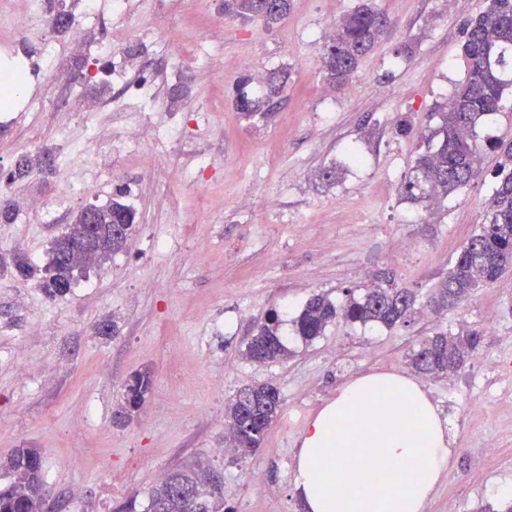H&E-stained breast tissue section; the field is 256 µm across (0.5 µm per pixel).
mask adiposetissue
I'll return each instance as SVG.
<instances>
[{"label":"adipose tissue","instance_id":"ef3b65f1","mask_svg":"<svg viewBox=\"0 0 512 512\" xmlns=\"http://www.w3.org/2000/svg\"><path fill=\"white\" fill-rule=\"evenodd\" d=\"M452 455L448 423L421 386L370 373L307 422L295 487L303 512H425Z\"/></svg>","mask_w":512,"mask_h":512}]
</instances>
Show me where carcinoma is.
Here are the masks:
<instances>
[{"label": "carcinoma", "mask_w": 512, "mask_h": 512, "mask_svg": "<svg viewBox=\"0 0 512 512\" xmlns=\"http://www.w3.org/2000/svg\"><path fill=\"white\" fill-rule=\"evenodd\" d=\"M275 10H257V0H224V14L243 21L275 23L288 15L290 0H273ZM393 36V23L385 11L373 4H362L347 12L336 24V32L323 47L327 80L341 86L357 70L359 61L375 46ZM462 54L466 75L455 92L437 111L435 128L427 127L411 171L404 175L398 194L405 201L421 204L455 195L467 187L480 172L485 151L502 150L503 161L495 171L496 183L485 221L460 248L448 275L436 288L429 304L445 310L469 298L473 292L499 279L509 271L512 259V145L488 143L476 131L479 120L500 110L504 95L512 91V0H486L485 9L463 31ZM270 92L253 99L241 91L236 107L248 120L266 119L277 107L281 90L280 75L268 78ZM99 225L89 254L71 258L59 256V248L84 242L87 225L78 211L72 224L59 236V246L47 251L44 265L34 269L23 257L16 259L19 273L33 277L40 273L39 286L54 299L69 292L83 272L103 264L125 247L124 240L110 233V224L135 223L134 209L117 199L105 204H90ZM347 299L335 304L327 294L310 297L292 320L293 333L306 344L323 335L336 321L347 324H378L387 328L406 325L416 312L418 297L412 291L388 281L363 289L356 295L346 290ZM478 332L453 334L440 332L422 340L408 355L414 372L433 377L447 376L463 369L478 349ZM288 338L282 334L281 320L272 314L256 324L247 337L245 356L257 363L276 362L288 357ZM150 370L131 374L124 386L120 416L130 419L141 409L151 393ZM282 407L280 391L267 384H254L237 392L225 408V425L234 450L246 457L260 447ZM10 483L0 489V512H47V493L41 479L40 453L33 448L17 449L0 462ZM146 512H233L224 505L221 493L214 491L203 474L193 468L177 469L149 494Z\"/></svg>", "instance_id": "cac0c4a2"}]
</instances>
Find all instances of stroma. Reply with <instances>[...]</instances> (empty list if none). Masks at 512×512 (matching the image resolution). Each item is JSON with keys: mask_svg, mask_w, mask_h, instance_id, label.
I'll use <instances>...</instances> for the list:
<instances>
[{"mask_svg": "<svg viewBox=\"0 0 512 512\" xmlns=\"http://www.w3.org/2000/svg\"><path fill=\"white\" fill-rule=\"evenodd\" d=\"M137 2L129 26L96 22L85 41L111 43L113 56L136 58L157 78L164 100L180 109L181 136L124 147V128L141 115L105 107L123 91L104 86L108 59L83 47L69 48L16 98L42 95L49 111L0 117V172L26 154L55 158L21 182H0V205L16 213L13 223H0V459L37 449L60 512H113L130 498L146 505L152 487L189 466L221 474L235 512H302L295 470L307 421L359 376L410 374L407 353L434 332L477 330L483 343L464 370L419 380L447 419L454 450L426 512H478L502 498L512 489V372H500L498 361L512 359V272L404 326L336 323L309 345L292 334L293 317L315 293L340 304L346 289L392 278L426 301L482 224L497 154L486 155L461 194L412 204L397 187L418 140L396 134L393 121L408 114L424 124L448 100L466 72L463 29L485 0H373L394 36L340 89L323 77V33L363 0H292L288 18L272 27L225 15L224 0ZM402 44L408 54L395 57ZM174 55L211 79H168ZM273 71L284 81L278 112L245 119L235 81L248 77V92L261 95V78ZM63 135L85 151L61 154ZM354 152L361 164H351ZM331 165L333 181L322 176ZM91 175L99 201L124 191L137 212L135 231L67 295L48 298L18 273L14 257L45 263L51 242L87 203L76 195L56 206V184ZM30 198L54 210L53 223L25 209ZM272 311L293 354L259 364L242 344ZM104 321L115 323V334L100 333ZM144 368L153 390L121 421L122 386ZM255 383L279 389L278 417L251 455L216 456L227 402Z\"/></svg>", "mask_w": 512, "mask_h": 512, "instance_id": "stroma-1", "label": "stroma"}]
</instances>
